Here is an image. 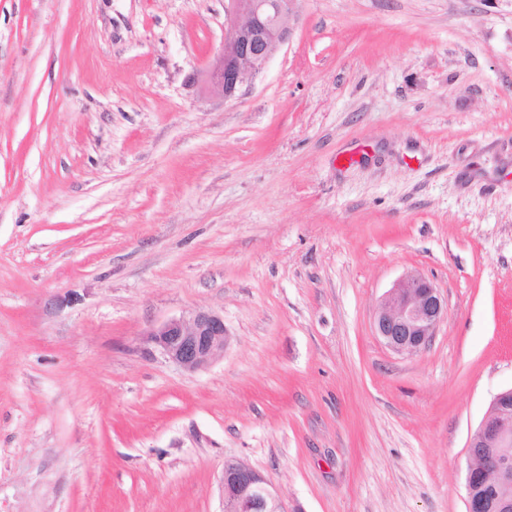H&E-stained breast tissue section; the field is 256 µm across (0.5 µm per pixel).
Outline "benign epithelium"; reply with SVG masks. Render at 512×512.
Listing matches in <instances>:
<instances>
[{"instance_id": "obj_1", "label": "benign epithelium", "mask_w": 512, "mask_h": 512, "mask_svg": "<svg viewBox=\"0 0 512 512\" xmlns=\"http://www.w3.org/2000/svg\"><path fill=\"white\" fill-rule=\"evenodd\" d=\"M299 0H227L224 5V51L210 73L213 88L231 99L252 83L290 34L289 21ZM447 314L439 289L410 273L382 300L374 331L393 352L413 355L431 343ZM228 340L224 316L195 310L154 327L148 342L169 362L188 371L202 370L224 357ZM512 446V389L495 395L488 417L467 448V512H512V496L489 498L483 490L512 486V457L497 449ZM224 512H288L269 481L237 459L224 462Z\"/></svg>"}]
</instances>
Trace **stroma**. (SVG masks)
I'll list each match as a JSON object with an SVG mask.
<instances>
[{
    "mask_svg": "<svg viewBox=\"0 0 512 512\" xmlns=\"http://www.w3.org/2000/svg\"><path fill=\"white\" fill-rule=\"evenodd\" d=\"M224 3L0 0V512H224L228 458L289 512H466L512 388V0H299L230 100ZM411 272L448 312L400 355ZM198 309L191 372L147 335ZM446 314L447 304L439 289L412 272L382 300L374 331L393 352L413 355L430 345ZM147 336L166 360L188 371L205 369L223 358L228 340L224 316L210 310L171 318Z\"/></svg>",
    "mask_w": 512,
    "mask_h": 512,
    "instance_id": "obj_1",
    "label": "stroma"
}]
</instances>
